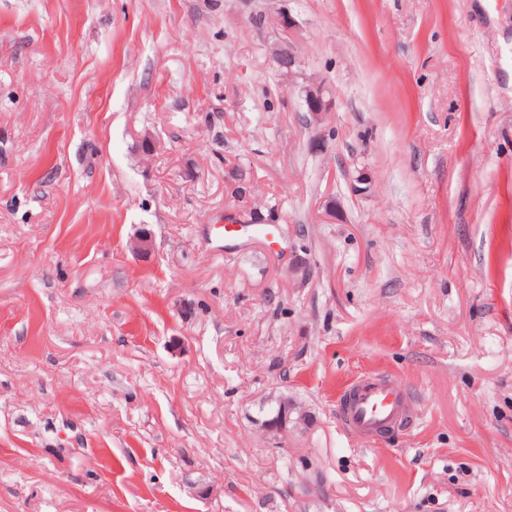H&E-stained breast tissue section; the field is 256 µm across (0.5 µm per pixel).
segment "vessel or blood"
Segmentation results:
<instances>
[{
    "label": "vessel or blood",
    "instance_id": "obj_1",
    "mask_svg": "<svg viewBox=\"0 0 512 512\" xmlns=\"http://www.w3.org/2000/svg\"><path fill=\"white\" fill-rule=\"evenodd\" d=\"M351 391V397L340 401L336 411L345 434L369 437L401 419L406 394L392 379L373 375L360 377L352 383Z\"/></svg>",
    "mask_w": 512,
    "mask_h": 512
}]
</instances>
